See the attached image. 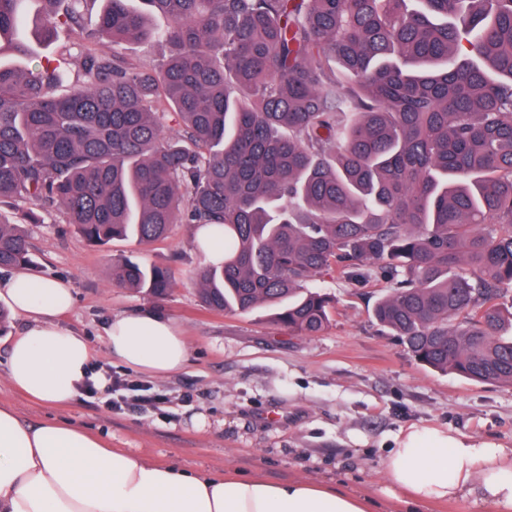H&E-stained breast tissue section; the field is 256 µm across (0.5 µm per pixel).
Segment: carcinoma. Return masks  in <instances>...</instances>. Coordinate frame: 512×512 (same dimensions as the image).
<instances>
[{
    "instance_id": "carcinoma-1",
    "label": "carcinoma",
    "mask_w": 512,
    "mask_h": 512,
    "mask_svg": "<svg viewBox=\"0 0 512 512\" xmlns=\"http://www.w3.org/2000/svg\"><path fill=\"white\" fill-rule=\"evenodd\" d=\"M0 0V51L69 31L61 65L0 63V268L32 264L28 225L58 211L88 243L154 242L179 223L224 235L197 268L200 302L278 309L317 336L333 272L387 284L373 315L423 368L512 385V0ZM170 20V56L133 64L100 44L143 43ZM174 122V133L166 132ZM165 297L161 266H112Z\"/></svg>"
}]
</instances>
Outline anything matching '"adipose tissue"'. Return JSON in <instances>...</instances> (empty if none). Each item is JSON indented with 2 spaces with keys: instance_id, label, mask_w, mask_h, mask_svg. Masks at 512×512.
Segmentation results:
<instances>
[{
  "instance_id": "adipose-tissue-1",
  "label": "adipose tissue",
  "mask_w": 512,
  "mask_h": 512,
  "mask_svg": "<svg viewBox=\"0 0 512 512\" xmlns=\"http://www.w3.org/2000/svg\"><path fill=\"white\" fill-rule=\"evenodd\" d=\"M71 286L22 272L0 279V304L24 323L8 350L15 390L64 406L99 380L85 338L60 321ZM106 344L117 364L153 377L181 371L189 345L168 320L148 314L112 318ZM386 490L409 512L473 499L480 512H512V448L435 426L400 431L383 460ZM0 512H376L372 497L297 478L271 482L189 471L108 447L67 423L21 421L0 405Z\"/></svg>"
}]
</instances>
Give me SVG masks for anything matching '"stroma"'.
I'll use <instances>...</instances> for the list:
<instances>
[{"label": "stroma", "mask_w": 512, "mask_h": 512, "mask_svg": "<svg viewBox=\"0 0 512 512\" xmlns=\"http://www.w3.org/2000/svg\"><path fill=\"white\" fill-rule=\"evenodd\" d=\"M30 249L31 278L71 285L74 303L62 324L88 339L95 364L111 363L103 333L112 316L145 311L181 328L190 357L182 371L153 379L163 400L142 412L112 410L101 394L45 406L6 379L8 341L22 327L11 320L0 333V405L24 422H70L111 447L188 470L339 482L376 494L383 512L398 508L382 493V458L403 428L440 426L512 448V386L417 364L372 316L381 286L313 277L309 288L333 295L337 310L322 334L304 336L277 326L268 307L241 315L202 307L195 282L202 257L190 224L151 244L129 238L99 248L49 212L32 225ZM126 257L168 268L169 295L113 285L112 265Z\"/></svg>", "instance_id": "stroma-1"}]
</instances>
